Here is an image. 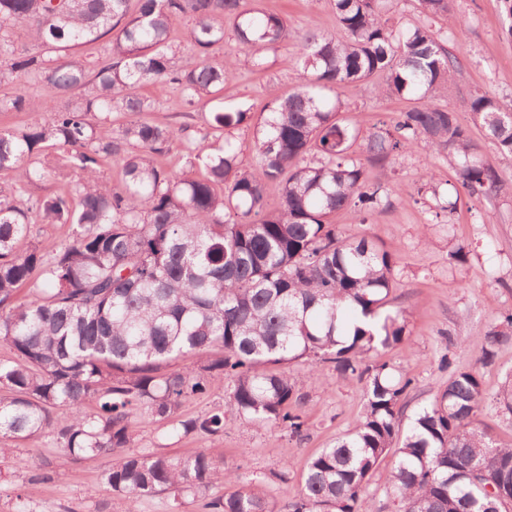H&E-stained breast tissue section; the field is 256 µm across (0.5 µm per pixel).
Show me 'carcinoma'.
<instances>
[{
    "label": "carcinoma",
    "mask_w": 512,
    "mask_h": 512,
    "mask_svg": "<svg viewBox=\"0 0 512 512\" xmlns=\"http://www.w3.org/2000/svg\"><path fill=\"white\" fill-rule=\"evenodd\" d=\"M450 0H419L429 17L446 16ZM385 0H333L341 37L307 33L295 44L302 83L274 93L268 115L209 112L213 132L253 124L257 166H239L229 139L185 134L182 148L200 177L170 174L152 159L175 131L146 115L145 83H176L187 111L224 87L234 55L210 60L233 22L238 50L253 65L288 43L286 20L244 0H0V112H27V123L0 129V341L15 353L0 361V436L34 441L50 432L66 459L109 458L104 481L136 501L168 493L202 512H371L366 488L390 453L389 491L400 512H512V444L476 426L486 405L512 416V378L487 397L480 371L451 368L448 383L402 427L412 379L371 352L401 344L407 315L387 311L395 287V255L364 237H342L329 217L349 206L359 223L389 205L364 163L385 165L425 145L449 159L471 193L488 195L500 180L487 167L457 112L434 101L459 67L447 37L428 26H401ZM188 20L191 54L176 64L173 23ZM24 25L35 44L12 38ZM109 39V53L89 69L79 49ZM380 78L379 92L409 102L396 122L364 133L344 118L336 88ZM57 97L78 96L54 110L27 84ZM461 108L500 153L512 156V108L476 92ZM55 111L43 121L39 114ZM134 116L112 129V113ZM50 148L67 151V168L82 178L60 194L33 198L27 186L48 173L38 165ZM122 163V187L102 182L98 167ZM269 181L281 184L270 208ZM434 218L456 210L458 195L441 193ZM68 224L71 241L52 254L17 243L32 218ZM27 294L19 297L21 288ZM371 328L355 325L358 318ZM512 341V311L481 338L477 363L495 362ZM303 361L308 378L331 364L365 381L364 412L355 427L311 457L298 496L281 505L253 481L198 452L171 457L133 450V422L147 415L176 434L219 436L224 412L300 438L301 397L282 365ZM230 379L228 407L183 418L184 403ZM69 410L63 417L59 409ZM215 484H235L209 497Z\"/></svg>",
    "instance_id": "carcinoma-1"
}]
</instances>
